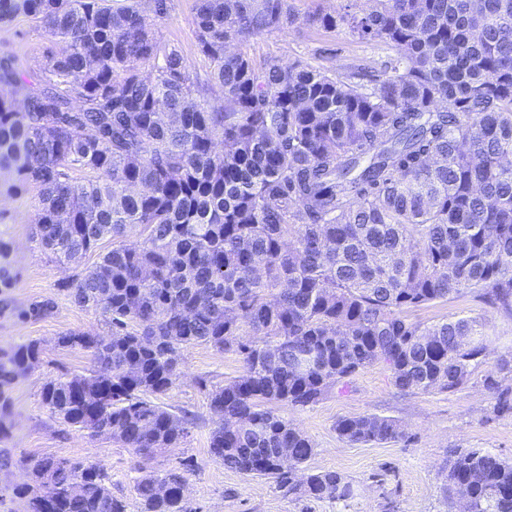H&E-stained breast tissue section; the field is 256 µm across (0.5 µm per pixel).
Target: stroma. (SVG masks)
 Instances as JSON below:
<instances>
[{"instance_id": "35a3bbf8", "label": "stroma", "mask_w": 512, "mask_h": 512, "mask_svg": "<svg viewBox=\"0 0 512 512\" xmlns=\"http://www.w3.org/2000/svg\"><path fill=\"white\" fill-rule=\"evenodd\" d=\"M302 16L297 27L253 38L246 51L256 62L267 59L288 65L302 61L314 67L343 71L353 64L382 68L391 49L382 42H361L348 33L330 32L305 23L319 9L335 6L336 0H289ZM171 10L158 24L163 40L178 44L191 70L205 73L206 59L196 47L194 0H170ZM47 36L35 22L25 18L0 21V49L15 52L22 64L35 67ZM9 176L0 177V197H8L7 216L0 219V238L9 241V261L16 274L10 290L15 307L24 309L44 299L56 302L54 313L42 319L21 321L0 318V348L40 342L39 364L18 378L13 386L14 423L9 442L16 455L28 458L53 456L73 461H99L112 477L114 495L124 498L129 512L137 510L134 455L109 439L90 440L77 429L53 419L42 400V386L61 370L79 371L87 359L81 352L62 349L55 340L70 330L104 331L93 311L80 308L59 289L66 269L50 263L33 236L38 190L27 187L20 195L8 193ZM413 319L435 323L452 317H477L484 324L488 344L486 371L512 354V318L484 307L472 295L463 294L436 301L412 311ZM242 372L238 354L219 352L202 344L185 353L182 374L161 405L188 413L194 420L180 447L167 449L155 460V471L191 462L186 497L195 512H445L441 488L448 448L485 449L512 461V416L492 412L494 398L474 381L458 391L404 393L391 383V372L377 362L361 371L345 393L329 392L318 403L292 409L281 407L283 416L312 440L315 451L308 470H335L353 484L355 495L347 502L299 498L270 480L249 478L227 468L208 452L212 428L208 393ZM378 415L394 419L405 432L403 439L386 444L353 445L342 439L336 423L342 418Z\"/></svg>"}]
</instances>
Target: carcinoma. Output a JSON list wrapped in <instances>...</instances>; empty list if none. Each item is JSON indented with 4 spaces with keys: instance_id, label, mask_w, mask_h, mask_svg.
Instances as JSON below:
<instances>
[{
    "instance_id": "carcinoma-1",
    "label": "carcinoma",
    "mask_w": 512,
    "mask_h": 512,
    "mask_svg": "<svg viewBox=\"0 0 512 512\" xmlns=\"http://www.w3.org/2000/svg\"><path fill=\"white\" fill-rule=\"evenodd\" d=\"M169 0H0V19L39 23L38 71L0 52V170L9 191L39 188L36 236L59 265L98 261L59 283L103 317L67 331L89 357L42 388L51 416L105 437L144 464L192 420L155 403L183 351H234L243 372L209 393V452L239 473L313 499L347 501L336 470L295 475L312 440L275 406L306 407L385 363L402 392L454 391L486 363L482 322L425 325L408 311L472 292L512 316V0H355L306 22L387 44L378 71L300 61L257 65L250 39L296 25L288 0H195L200 75L162 41ZM112 249L100 252L104 240ZM0 240V316L15 275ZM52 299L18 313H53ZM40 343L0 349V488L26 512H127L98 462L16 458L11 389ZM494 413L512 387L488 373ZM356 445L403 435L391 418H342ZM271 448L288 449L276 458ZM185 470L147 471L137 512H188ZM512 512V462L448 449V507Z\"/></svg>"
}]
</instances>
